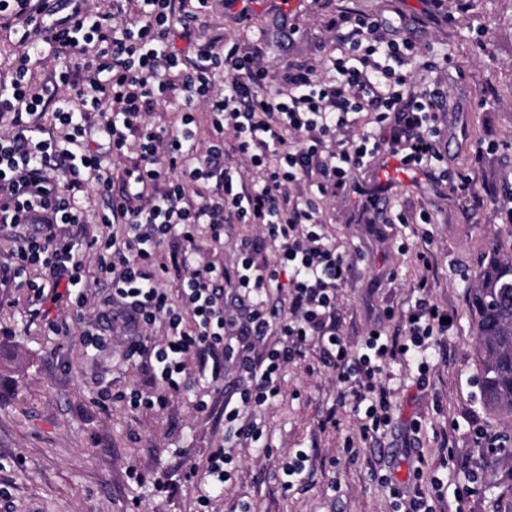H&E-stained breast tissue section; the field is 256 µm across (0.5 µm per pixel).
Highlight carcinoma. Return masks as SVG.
Instances as JSON below:
<instances>
[{
	"label": "carcinoma",
	"instance_id": "carcinoma-1",
	"mask_svg": "<svg viewBox=\"0 0 512 512\" xmlns=\"http://www.w3.org/2000/svg\"><path fill=\"white\" fill-rule=\"evenodd\" d=\"M480 385L488 405L512 413V257L493 255L472 293Z\"/></svg>",
	"mask_w": 512,
	"mask_h": 512
}]
</instances>
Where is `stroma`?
<instances>
[{
    "mask_svg": "<svg viewBox=\"0 0 512 512\" xmlns=\"http://www.w3.org/2000/svg\"><path fill=\"white\" fill-rule=\"evenodd\" d=\"M394 21L395 35L416 41L439 57L435 69L413 65L415 89L444 92L439 124L447 177L399 169L379 155L352 173L347 195L320 201L324 230L338 252L355 256L347 285L336 293V317L345 342L357 347L370 331L403 330L420 278L431 301L449 318L446 355L430 362L428 384L416 365H390L394 390L391 422L381 447L357 439L358 421L336 404V371L322 362L318 343L283 372L282 396L262 408L269 452L234 451L237 472L216 502L217 512L248 502L251 512H394L391 488H409L418 456L424 481L447 485L437 512H448L463 495L464 512H512V457L482 454L475 431L512 434V414L485 404L478 381L479 353L471 293L493 253H512V0H254L241 17L232 0H214L192 26L193 42L177 41L187 62L208 42L258 50L259 62L278 81L296 65H318L336 47L329 23L344 9ZM467 177L468 195L451 183ZM379 199L366 205L367 197ZM429 223H422L421 214ZM405 222H398V215ZM250 224H228L221 241L201 233L204 261L231 265L234 246L255 236ZM0 512H195L196 493L183 462L204 459L224 426L215 412L236 390L234 366L224 383L173 397L166 410L134 409L94 400L98 383L113 390L152 392L150 376L122 356L114 341L103 352L85 348L78 336H57L26 312L25 291L0 285ZM203 398L209 411L193 407ZM337 424L323 427L328 412ZM356 447L347 450V439ZM312 458V473L283 492V463L297 451ZM466 463L478 478L444 463ZM376 467L388 483L370 481Z\"/></svg>",
    "mask_w": 512,
    "mask_h": 512,
    "instance_id": "35a3bbf8",
    "label": "stroma"
}]
</instances>
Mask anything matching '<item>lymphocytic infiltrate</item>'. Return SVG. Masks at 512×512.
I'll return each instance as SVG.
<instances>
[{"instance_id": "lymphocytic-infiltrate-1", "label": "lymphocytic infiltrate", "mask_w": 512, "mask_h": 512, "mask_svg": "<svg viewBox=\"0 0 512 512\" xmlns=\"http://www.w3.org/2000/svg\"><path fill=\"white\" fill-rule=\"evenodd\" d=\"M77 0L56 17L52 0H0V20L21 23L26 48L10 83H0V226L17 242L12 268L0 282L28 291L27 311L51 332L60 326L48 307L68 300L86 348L110 341V316L121 319L126 357L150 367L158 391L112 392L101 387V405L162 409L169 393L194 382L222 381L225 363L241 378L237 400H225L224 444L202 464L185 467L197 487L196 512H211L235 470L236 441L261 444L263 427L252 411L272 405L289 358L318 340L340 384L338 404L360 416L362 440L381 438L390 424L393 391L386 370L395 360L427 373L448 331L444 311L428 295L409 310L403 336H366L357 348L342 339L335 319L336 290L353 260L325 235L310 199L291 195L302 184L311 192L344 194L351 174L379 154L401 168L437 173L442 160L438 91L413 90L407 67L419 51L407 38H389L378 19L342 14L332 20L337 52L326 68L330 82L313 80L316 65L289 70L281 85L265 91L267 75L257 56L238 46L197 49L185 67L174 42L206 13L209 0L177 12L176 0H112L101 12ZM82 62L81 71L59 72L60 84L78 82L77 99H55V133L45 134V88L26 76L30 56L45 51ZM223 87H216V75ZM184 103L179 125L146 122L151 106L174 94ZM205 103L211 130L199 142L193 106ZM370 113L362 127V113ZM356 138L331 150L327 140L351 128ZM100 130L109 149L91 152L87 139ZM124 161L123 191L112 193L105 157ZM110 197L103 229L85 222L87 182ZM204 190L194 200L189 185ZM254 224L276 246L274 263L256 262L253 243L237 248L232 266L200 263V225L220 240L225 225ZM173 264L159 262L165 246ZM96 257V306H89L84 254ZM181 281L170 293V274ZM232 300H225V290Z\"/></svg>"}]
</instances>
